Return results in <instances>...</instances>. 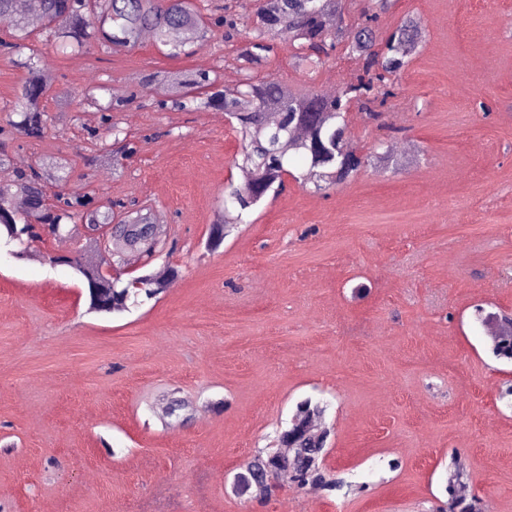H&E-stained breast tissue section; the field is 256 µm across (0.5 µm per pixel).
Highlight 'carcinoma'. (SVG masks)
<instances>
[{
  "label": "carcinoma",
  "instance_id": "obj_1",
  "mask_svg": "<svg viewBox=\"0 0 512 512\" xmlns=\"http://www.w3.org/2000/svg\"><path fill=\"white\" fill-rule=\"evenodd\" d=\"M391 0H368L367 5L347 23L344 10L334 11L322 6L321 0H260L254 15L243 11V5L224 7V39L230 41L240 25L251 21L252 37L237 51L236 60L242 79L226 87L220 76L186 74L168 76L157 84L169 95L170 107L181 112L220 110L234 120L232 128L241 140V164L238 168L247 178L224 184V212L214 225L208 240L217 249L233 228L246 223L248 214L269 193L281 191L285 182L281 172L288 171L293 160L302 163L304 171L294 177L302 185L313 184L325 191L343 184L357 175L369 156L357 153L350 145L345 119L346 107L356 101L371 118L380 116L372 106L390 108L400 94L398 75L422 42L421 23L414 17L405 19L387 36L380 33V15L390 7ZM30 12L18 9L17 0H0V22L7 23L9 39L0 41L7 53L16 57L26 70V77L16 91L10 111L19 120L0 126V238L19 246V258L35 242H60L78 224H96L102 228L116 225L107 233V240L89 237L82 241L80 251L105 250L112 264L125 266V257L135 255L146 260L141 274L127 280L112 278L97 264H89L74 254H57L51 261L72 267L79 273L85 287L97 288L106 294L110 314H122L139 304V298H155L166 293L180 277L174 267L166 275L172 282L161 285L149 279L152 263L163 247L155 246L158 227L150 207L134 200L107 198L100 201L96 193L63 191L68 180L67 168L57 164L11 172L5 168L7 141L19 133L30 140H40L48 129L46 101L52 91L42 63L40 49L33 44V34H46L56 50L83 53L95 44L104 51L117 54L139 45L142 35L150 33L157 46L167 55L188 54L186 48L203 45L213 33V22L206 19L195 0H29ZM340 30L348 41L346 55L363 61V74L344 82L332 94L301 92L279 78L254 79L253 73L268 60L274 37H282L294 49V59L311 66L319 64L320 55L331 46L329 36ZM102 85L82 90L78 102L103 112L106 133L120 142L122 130L113 122L112 102L103 103L98 92ZM306 130L299 138L296 132ZM137 152L126 143L118 149L102 146L100 153L86 158L90 167L102 162L117 163ZM61 188L55 202H49L48 185ZM25 201V209L15 206V197ZM327 405L305 398L296 403L292 416L307 425L322 417ZM293 447L286 452L262 448L242 466L239 481L247 493L256 485L274 477L272 487L262 490L270 495L273 487L305 488L315 485L331 493L344 488L345 482L324 466L327 449L314 436L296 432ZM465 470L460 457L453 458L447 468L445 492L450 512H482L478 500L467 502L454 494V486L463 483Z\"/></svg>",
  "mask_w": 512,
  "mask_h": 512
}]
</instances>
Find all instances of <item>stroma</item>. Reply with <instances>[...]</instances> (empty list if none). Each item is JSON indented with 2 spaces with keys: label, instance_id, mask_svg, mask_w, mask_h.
Listing matches in <instances>:
<instances>
[{
  "label": "stroma",
  "instance_id": "obj_1",
  "mask_svg": "<svg viewBox=\"0 0 512 512\" xmlns=\"http://www.w3.org/2000/svg\"><path fill=\"white\" fill-rule=\"evenodd\" d=\"M408 17L424 37L402 96L379 121L348 114L361 152L403 145L399 168L321 193L288 181L215 252L240 141L223 112L162 107L146 80L217 72L235 85V43L218 34L179 58L148 37L119 55L46 49L48 132L14 136L9 169L58 160L70 187L151 203L175 244L156 264L182 276L129 313L91 314L52 245L28 260L0 245L5 512H447L454 455L485 512H512V408L498 397L512 365L472 319L477 305L512 312V0H392L382 34ZM361 68L335 52L305 72L282 39L255 77L322 93ZM94 84L135 97L113 112L138 147L118 175L84 163L105 128L72 98ZM172 388L189 417L169 428L152 405ZM307 397L327 405L328 469L366 491L238 495L244 461Z\"/></svg>",
  "mask_w": 512,
  "mask_h": 512
}]
</instances>
